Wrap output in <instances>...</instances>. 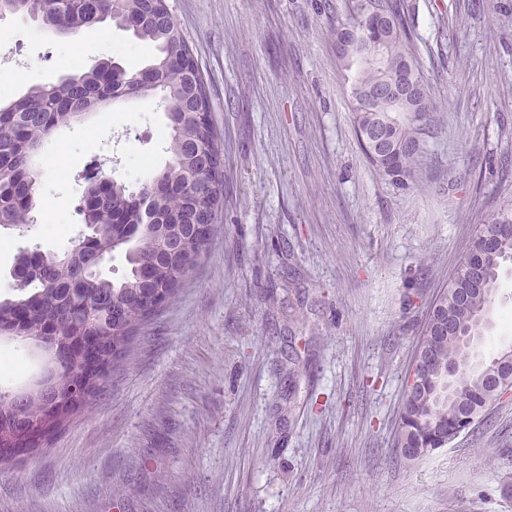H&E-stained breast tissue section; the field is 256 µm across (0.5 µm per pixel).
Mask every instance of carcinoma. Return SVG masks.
Instances as JSON below:
<instances>
[{"mask_svg":"<svg viewBox=\"0 0 512 512\" xmlns=\"http://www.w3.org/2000/svg\"><path fill=\"white\" fill-rule=\"evenodd\" d=\"M116 7L142 15L134 36L158 51L149 69L156 73L170 109L166 117L172 131L167 148L171 160L141 186L152 198V222L125 251L129 270L123 278L87 272L96 264L97 254V242L89 237L80 249L59 255L33 250L18 254L15 268L27 274L15 282L12 296L0 298V332L59 336L76 344L94 333L106 372L88 378L80 389L76 371L56 370L25 392L22 402L0 401V464L17 460L12 448L23 440L30 420L44 411L48 396L65 400L59 414L63 420L103 386L109 373L123 366L136 335L155 317L150 307L176 300L182 280L199 264L215 232L223 193L221 148L212 127L195 117L201 107H209L208 92L202 81L197 89L190 88L191 77L176 59V52L188 46L168 9L146 0H123L119 5L114 0H0V13L37 18L65 36L112 20ZM376 8L395 17L394 26L383 32V60L378 66L367 61L376 46L366 15ZM348 12L347 22L336 26L335 38L356 27L365 39L361 49L339 57L352 74L356 128L362 140L366 132L381 126L392 144H413L389 168L366 154L382 177L406 187L414 182L430 131V99H424L418 111L401 114L397 108L410 104L400 105L377 89L400 71L404 58H413L412 34L400 0H351ZM102 67L100 63L80 74L62 76L49 88L33 86L0 107V228L28 223L36 208V165L55 131L93 112H104L126 96L135 72L118 66L102 85ZM132 194L133 189L120 180L104 186L93 177L85 178L83 197L91 212H80L83 224L97 226L116 241V247L124 246L132 228L142 224L139 210L130 206ZM506 225L512 226V200L500 203L472 239L468 256H484V266L474 270L464 260L427 317L418 351V361L426 369L418 372V383L405 397L395 437V447L408 461L446 447L466 418H476L488 401L498 398L501 388L512 387V345L484 359L476 345L464 342V336H481L489 328L491 288L503 263L512 260V235L503 233ZM450 364L459 367V373L446 389Z\"/></svg>","mask_w":512,"mask_h":512,"instance_id":"carcinoma-1","label":"carcinoma"}]
</instances>
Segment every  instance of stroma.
Returning a JSON list of instances; mask_svg holds the SVG:
<instances>
[{
    "mask_svg": "<svg viewBox=\"0 0 512 512\" xmlns=\"http://www.w3.org/2000/svg\"><path fill=\"white\" fill-rule=\"evenodd\" d=\"M433 122L412 188L367 161L332 30L348 0H166L209 94L223 209L178 299L131 362L0 470V512H512V397L447 447L393 446L426 317L478 224L512 198V0H400ZM0 18L30 58L0 66V104L101 60L139 70L148 44ZM161 94L119 100L45 146L35 224L0 228V295L19 249L63 252L83 228L85 164L170 160ZM512 344V275L477 350ZM299 374L290 376L289 355ZM0 390L41 372L0 340Z\"/></svg>",
    "mask_w": 512,
    "mask_h": 512,
    "instance_id": "1",
    "label": "stroma"
}]
</instances>
